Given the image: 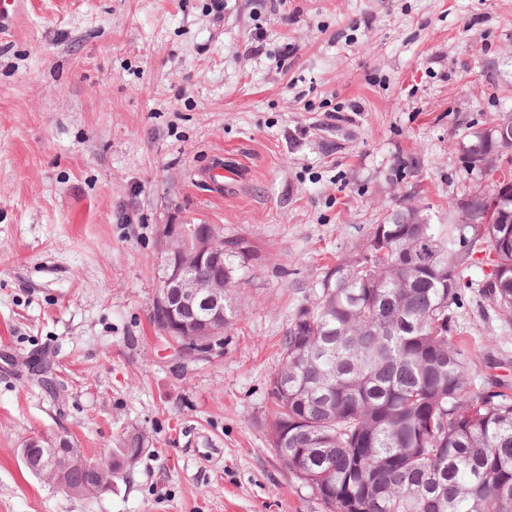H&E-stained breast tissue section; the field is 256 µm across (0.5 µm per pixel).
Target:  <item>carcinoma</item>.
<instances>
[{"label":"carcinoma","mask_w":512,"mask_h":512,"mask_svg":"<svg viewBox=\"0 0 512 512\" xmlns=\"http://www.w3.org/2000/svg\"><path fill=\"white\" fill-rule=\"evenodd\" d=\"M503 118L474 132L463 155L495 153ZM485 196H465L467 214L449 204L448 225L392 211L292 318L270 441L326 512H512V391L475 392L450 336L480 254L491 266L484 288L512 320V197L487 217Z\"/></svg>","instance_id":"carcinoma-1"}]
</instances>
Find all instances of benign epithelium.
<instances>
[{"mask_svg":"<svg viewBox=\"0 0 512 512\" xmlns=\"http://www.w3.org/2000/svg\"><path fill=\"white\" fill-rule=\"evenodd\" d=\"M160 266L162 275L152 303V323L163 336H182L178 352L202 357L218 352L224 332V239L209 224H165ZM142 450L128 454L104 469L87 458L67 435L38 434L21 448L25 466L69 489L67 474L91 471V491L112 490V478L124 475L140 459Z\"/></svg>","mask_w":512,"mask_h":512,"instance_id":"1","label":"benign epithelium"}]
</instances>
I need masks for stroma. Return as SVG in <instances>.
Masks as SVG:
<instances>
[{"label": "stroma", "instance_id": "stroma-1", "mask_svg": "<svg viewBox=\"0 0 512 512\" xmlns=\"http://www.w3.org/2000/svg\"><path fill=\"white\" fill-rule=\"evenodd\" d=\"M509 111L512 0H27L0 40V512H324L269 438L289 324L392 210L444 224L489 189L458 146ZM170 223L252 247L206 357L151 324ZM489 271L453 309L477 390L512 385ZM134 428L145 453L100 495L20 458Z\"/></svg>", "mask_w": 512, "mask_h": 512}]
</instances>
